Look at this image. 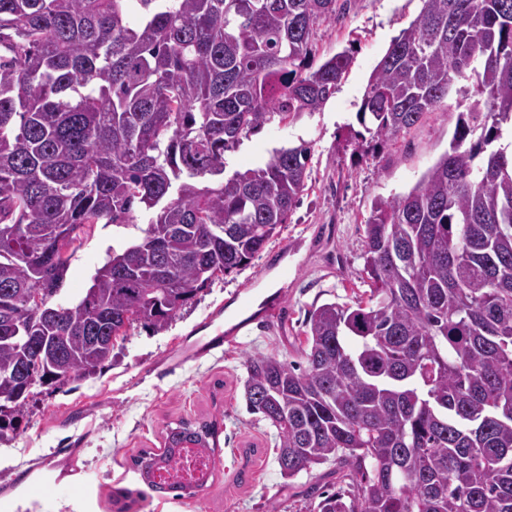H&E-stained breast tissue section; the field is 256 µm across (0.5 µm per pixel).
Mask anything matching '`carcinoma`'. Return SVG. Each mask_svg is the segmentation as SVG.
<instances>
[{"label":"carcinoma","mask_w":512,"mask_h":512,"mask_svg":"<svg viewBox=\"0 0 512 512\" xmlns=\"http://www.w3.org/2000/svg\"><path fill=\"white\" fill-rule=\"evenodd\" d=\"M366 86L357 121L396 137L476 100L448 151L365 227L369 294L308 312L296 365L244 360L246 408L276 431L285 478L324 464L352 490L313 512H512V0H422ZM337 0H0V320L53 297L68 248L96 224L149 215L78 302L37 316L34 343L3 338L0 435L15 429L32 370L45 386L93 370L136 321L166 326L215 279L248 266L288 223L310 147H281L224 177L225 153L275 115L316 112L351 64L312 68L313 25ZM219 422L167 426L133 465L219 448Z\"/></svg>","instance_id":"obj_1"}]
</instances>
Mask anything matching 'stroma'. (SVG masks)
Segmentation results:
<instances>
[{
	"instance_id": "35a3bbf8",
	"label": "stroma",
	"mask_w": 512,
	"mask_h": 512,
	"mask_svg": "<svg viewBox=\"0 0 512 512\" xmlns=\"http://www.w3.org/2000/svg\"><path fill=\"white\" fill-rule=\"evenodd\" d=\"M421 7V0H346L315 25V63L343 51L352 58L335 94L319 111L272 120L225 155L230 175L262 166L273 149L310 146L306 188L287 224L166 327L135 323L93 373L32 389L17 428L0 437V512H115L118 488L137 491L131 512H310V488L335 487L330 464L282 477L273 428L246 409L243 360L256 353L299 360L312 307L363 298L375 201L411 189L448 150L459 113L473 103L462 81L441 109L384 145L353 135L374 67ZM147 222L138 210L131 223L82 234L53 304L84 296L96 269L140 239ZM219 331L233 342L206 350ZM213 416L222 421L214 480L181 498L143 493L133 457L160 448L168 424Z\"/></svg>"
}]
</instances>
